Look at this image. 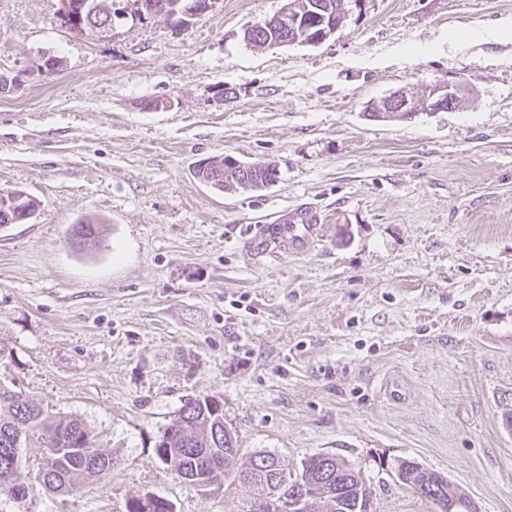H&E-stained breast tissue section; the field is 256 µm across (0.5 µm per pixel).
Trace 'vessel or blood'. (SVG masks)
<instances>
[{
	"instance_id": "b4317fda",
	"label": "vessel or blood",
	"mask_w": 512,
	"mask_h": 512,
	"mask_svg": "<svg viewBox=\"0 0 512 512\" xmlns=\"http://www.w3.org/2000/svg\"><path fill=\"white\" fill-rule=\"evenodd\" d=\"M322 221L321 214L313 208L282 214L275 223L263 225L255 247L276 255L283 252L305 253L313 247L320 235Z\"/></svg>"
}]
</instances>
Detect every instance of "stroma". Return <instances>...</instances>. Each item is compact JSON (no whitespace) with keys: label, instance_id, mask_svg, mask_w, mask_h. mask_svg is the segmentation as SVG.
I'll return each instance as SVG.
<instances>
[{"label":"stroma","instance_id":"35a3bbf8","mask_svg":"<svg viewBox=\"0 0 512 512\" xmlns=\"http://www.w3.org/2000/svg\"><path fill=\"white\" fill-rule=\"evenodd\" d=\"M285 0H213L110 32L61 28L60 0H0V193L35 218L0 230V382L81 418L120 464L75 493L0 512H248L232 474L257 451L360 468L376 512H437L401 485L412 459L477 512H512V38L476 33L512 0H368L317 46L255 48ZM62 60L49 75L35 68ZM445 82L452 112L373 121L391 91ZM230 99L220 100L223 88ZM162 109H152V102ZM275 164V185L215 190L208 157ZM312 205L322 242L252 247ZM102 223L96 246L73 224ZM209 396L240 452L203 494L155 445Z\"/></svg>","mask_w":512,"mask_h":512}]
</instances>
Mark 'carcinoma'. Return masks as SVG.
I'll use <instances>...</instances> for the list:
<instances>
[{
  "mask_svg": "<svg viewBox=\"0 0 512 512\" xmlns=\"http://www.w3.org/2000/svg\"><path fill=\"white\" fill-rule=\"evenodd\" d=\"M76 14L82 24L78 34L91 33V26L98 23L97 9L106 0H73ZM214 172H224V182H213L219 189H260L266 181L268 171L255 163L242 169L226 162V158L207 159ZM38 202L22 191L14 192V202L0 200V226L18 224L36 215ZM74 239L86 244L99 235V225L84 220L72 225ZM218 401L202 396L190 399L180 408L177 416L165 429L156 444L158 457L178 476H208L218 483L224 480L226 461L235 456L231 449L237 441L230 430L224 429V413L214 414L211 405ZM37 442L45 450L43 463L56 481L42 485V489L56 495H70L78 491L76 478L101 477L100 472L85 465L83 448H94L96 443L86 423L75 416L49 417L33 400L22 393L0 384V494L11 493L16 469L22 466V449ZM263 462V453H255L244 471L251 474L247 486L252 489L253 500L272 496L295 494L296 485L270 484L262 477L258 467ZM407 468L414 472L408 488L440 504L450 497L468 503L465 495L451 484L436 482L437 473L430 471L414 460H404ZM303 482L311 483L319 490H326L327 497L321 502L318 512H375L370 486L361 470L338 455L321 459L312 455L306 459L302 470Z\"/></svg>",
  "mask_w": 512,
  "mask_h": 512,
  "instance_id": "cac0c4a2",
  "label": "carcinoma"
}]
</instances>
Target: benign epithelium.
<instances>
[{
	"label": "benign epithelium",
	"mask_w": 512,
	"mask_h": 512,
	"mask_svg": "<svg viewBox=\"0 0 512 512\" xmlns=\"http://www.w3.org/2000/svg\"><path fill=\"white\" fill-rule=\"evenodd\" d=\"M367 0H337L332 6L325 8L331 16L329 24L315 34L301 24L303 9L284 6L275 16L273 22L280 24L287 37L280 40L282 44L302 43L320 45L330 38L344 25L353 10H365ZM464 100L463 90L447 83H435L425 88L423 93H413L405 88L398 89L389 95L374 101L373 118L378 121H398L410 119L420 111L445 112L455 104ZM318 494L312 486L302 487L300 494L291 500L269 501L254 504L257 510L268 509L270 512H315Z\"/></svg>",
	"instance_id": "7a95c632"
}]
</instances>
